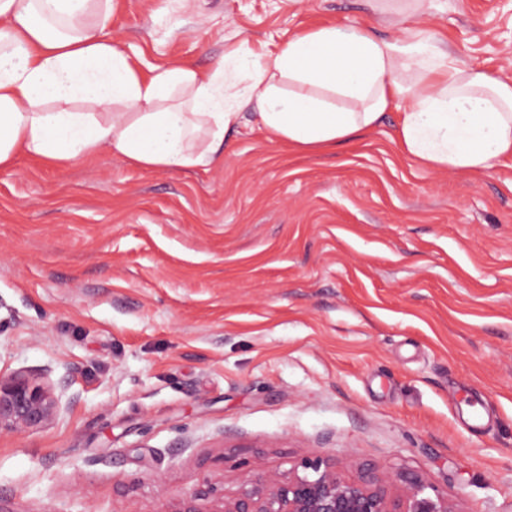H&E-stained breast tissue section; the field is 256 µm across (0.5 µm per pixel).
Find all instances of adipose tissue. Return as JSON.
Listing matches in <instances>:
<instances>
[{"mask_svg": "<svg viewBox=\"0 0 512 512\" xmlns=\"http://www.w3.org/2000/svg\"><path fill=\"white\" fill-rule=\"evenodd\" d=\"M112 0H0V168L62 166L110 147L146 169L222 164L224 132L255 109L270 141L335 147L398 110L396 140L426 169L512 163V78L467 67L428 30L378 38L322 24L211 70L146 75L102 33ZM91 104L71 109L74 100Z\"/></svg>", "mask_w": 512, "mask_h": 512, "instance_id": "obj_1", "label": "adipose tissue"}]
</instances>
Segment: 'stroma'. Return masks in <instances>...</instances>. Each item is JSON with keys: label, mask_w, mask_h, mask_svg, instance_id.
<instances>
[{"label": "stroma", "mask_w": 512, "mask_h": 512, "mask_svg": "<svg viewBox=\"0 0 512 512\" xmlns=\"http://www.w3.org/2000/svg\"><path fill=\"white\" fill-rule=\"evenodd\" d=\"M325 23L428 28L512 77V0H112L104 32L142 70H208ZM397 121L300 154L247 110L217 166L1 168L0 371L47 375L62 411L0 435V496L156 512L322 456L512 512V166L421 168Z\"/></svg>", "instance_id": "stroma-1"}]
</instances>
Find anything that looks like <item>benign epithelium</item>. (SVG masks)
Instances as JSON below:
<instances>
[{"mask_svg":"<svg viewBox=\"0 0 512 512\" xmlns=\"http://www.w3.org/2000/svg\"><path fill=\"white\" fill-rule=\"evenodd\" d=\"M61 412L60 395L45 376L0 373V434L37 432ZM156 512H460L448 495L414 472L393 476L364 464L351 479L328 459L307 457L287 471H262L233 493L224 477L207 474Z\"/></svg>","mask_w":512,"mask_h":512,"instance_id":"benign-epithelium-1","label":"benign epithelium"}]
</instances>
